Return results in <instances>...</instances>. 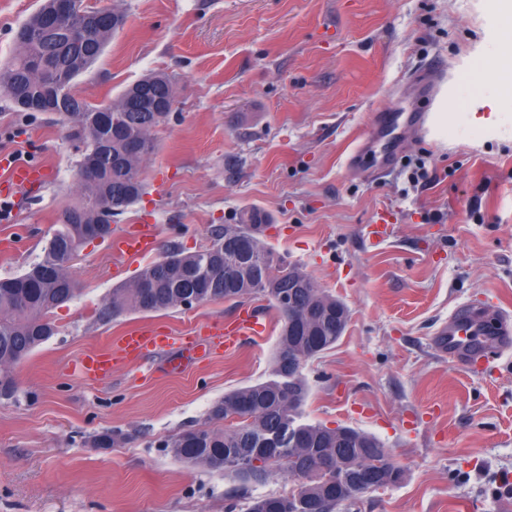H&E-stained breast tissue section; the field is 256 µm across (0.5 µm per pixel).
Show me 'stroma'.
Listing matches in <instances>:
<instances>
[{"mask_svg": "<svg viewBox=\"0 0 512 512\" xmlns=\"http://www.w3.org/2000/svg\"><path fill=\"white\" fill-rule=\"evenodd\" d=\"M42 0H0V66ZM119 11L124 26L75 80L95 106L144 75L178 84L153 132L145 192L112 232L158 227L149 253L110 241L82 247L79 289L53 310L57 333L16 370L0 400V512H245L298 480L271 468L256 481L176 459L175 434L207 425L215 401L270 379L275 310L263 298L169 311H105L113 288L167 252L208 246L251 209L262 240L350 310L343 336L304 363L303 420L375 436L403 480L336 512H512V351L469 370L436 353L450 314L478 304L512 312V97L495 62L512 57L493 0H83ZM435 68L433 95L416 76ZM448 108V129L407 130L396 165L374 178L346 160L380 112ZM84 141L52 112H20L0 94V157L38 165L45 183L0 223V279L43 255L47 232L77 200ZM425 178L412 183L411 167ZM386 222L388 235L372 232ZM267 320L182 373L164 357L100 380L74 367L125 329L192 333L233 324L241 309ZM117 443L99 448L97 434Z\"/></svg>", "mask_w": 512, "mask_h": 512, "instance_id": "1", "label": "stroma"}]
</instances>
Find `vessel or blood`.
Listing matches in <instances>:
<instances>
[{"label":"vessel or blood","instance_id":"1","mask_svg":"<svg viewBox=\"0 0 512 512\" xmlns=\"http://www.w3.org/2000/svg\"><path fill=\"white\" fill-rule=\"evenodd\" d=\"M426 119L423 112L380 113L372 136L349 157V167L360 170L371 165L377 171H386L402 148V130L424 125ZM5 169L8 178L0 183L1 198L16 196L43 183L41 170L34 166L10 161ZM152 239L149 233L138 239L118 237L112 245L115 251L125 255L145 253ZM264 330V323L249 310L242 311L231 327L212 326L194 336H160L153 329L134 327L118 336L114 347L85 353L79 361L78 373L89 380L100 379L125 361L165 350L170 353V372L177 373L203 362L219 349L235 347L241 337L255 336ZM434 345L439 352L462 364H475L490 353L512 348V316L501 312L493 318L483 307L461 308L437 331Z\"/></svg>","mask_w":512,"mask_h":512}]
</instances>
